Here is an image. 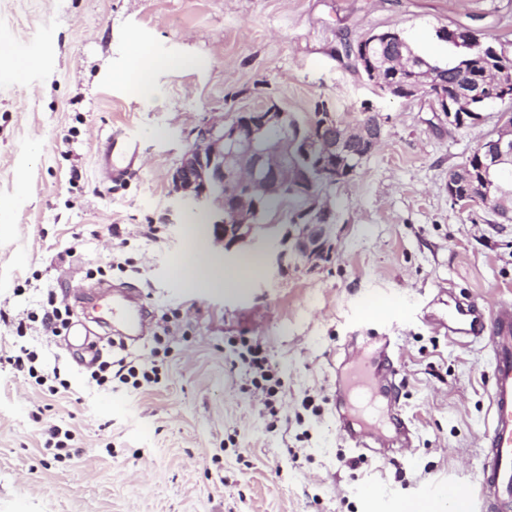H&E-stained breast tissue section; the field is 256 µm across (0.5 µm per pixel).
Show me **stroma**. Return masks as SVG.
Instances as JSON below:
<instances>
[{
    "mask_svg": "<svg viewBox=\"0 0 512 512\" xmlns=\"http://www.w3.org/2000/svg\"><path fill=\"white\" fill-rule=\"evenodd\" d=\"M461 27L512 54V0H0V308L12 317L0 350L60 357L76 383L52 395L0 363V512H393L444 481L484 512L493 355L449 334L448 305L512 302V223L452 205L448 173L503 107L451 126L434 97L381 92L343 50L396 29L448 63L460 51L438 32ZM138 49L195 65L144 96L112 79ZM320 102L389 118L357 174L320 197L336 214L329 260L299 256L294 202L230 245L207 212L175 206L171 174L201 125L272 103L308 120ZM115 129L141 157L108 184L96 152ZM192 242L260 269L242 293L187 290L173 268ZM108 290L149 307L142 336L94 320ZM50 297L70 312L51 339L29 319ZM372 329L391 340L403 447L339 429L350 339ZM82 338L159 363L158 382L86 390ZM248 343L282 382L277 416L251 383ZM52 426L69 431L68 456L55 457Z\"/></svg>",
    "mask_w": 512,
    "mask_h": 512,
    "instance_id": "stroma-1",
    "label": "stroma"
}]
</instances>
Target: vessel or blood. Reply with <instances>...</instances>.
I'll list each match as a JSON object with an SVG mask.
<instances>
[{"label":"vessel or blood","instance_id":"obj_1","mask_svg":"<svg viewBox=\"0 0 512 512\" xmlns=\"http://www.w3.org/2000/svg\"><path fill=\"white\" fill-rule=\"evenodd\" d=\"M140 149L138 138L118 130L110 132L97 148L100 172L115 180L131 175ZM449 321L460 333L485 339L493 353L491 420L484 433L480 488L493 512H512V304L486 310L475 301H459ZM389 344V337L375 333L363 337L346 383L349 421L369 434L382 431L386 409L396 403L391 381L395 369L385 353Z\"/></svg>","mask_w":512,"mask_h":512}]
</instances>
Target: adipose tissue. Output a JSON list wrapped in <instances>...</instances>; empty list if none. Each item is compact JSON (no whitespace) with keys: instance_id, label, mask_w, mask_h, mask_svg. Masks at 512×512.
Instances as JSON below:
<instances>
[{"instance_id":"adipose-tissue-1","label":"adipose tissue","mask_w":512,"mask_h":512,"mask_svg":"<svg viewBox=\"0 0 512 512\" xmlns=\"http://www.w3.org/2000/svg\"><path fill=\"white\" fill-rule=\"evenodd\" d=\"M187 65L183 58L161 59L141 52L136 55L132 69L119 73L118 78L133 83L141 94L149 95L158 91V79L165 71ZM258 268L259 260L253 256L228 267L219 255L193 247L188 250L186 260L180 261L176 273L183 287L194 291L223 287L243 289ZM396 512H471V504L468 498L449 495L447 486L440 485L429 496L399 502Z\"/></svg>"}]
</instances>
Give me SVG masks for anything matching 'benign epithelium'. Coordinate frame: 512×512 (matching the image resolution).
Segmentation results:
<instances>
[{
	"label": "benign epithelium",
	"instance_id": "obj_1",
	"mask_svg": "<svg viewBox=\"0 0 512 512\" xmlns=\"http://www.w3.org/2000/svg\"><path fill=\"white\" fill-rule=\"evenodd\" d=\"M370 43L381 56L396 63L393 74L408 73L395 85L374 61L372 80L383 91L402 97L433 92L426 62L404 55L397 34L375 35ZM499 82L483 71L473 84L455 79L448 94L439 95L448 123L463 126L476 120L472 99L496 103ZM367 117L355 124L322 107L317 122H303L276 104L236 112L220 124L198 129L195 146L172 175L178 204L206 210L215 228L230 242L251 232L256 217L273 199L299 198L296 223L303 226L298 251L310 261L323 260L334 216L316 203L319 191L347 180L376 149L388 118L366 106ZM473 163L448 174V200L462 209L480 200L512 222V114L502 112L498 128L474 151Z\"/></svg>",
	"mask_w": 512,
	"mask_h": 512
}]
</instances>
